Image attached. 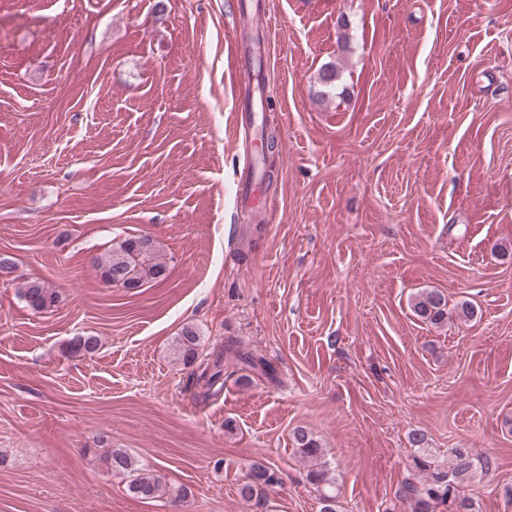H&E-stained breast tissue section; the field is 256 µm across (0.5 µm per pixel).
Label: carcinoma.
<instances>
[{
    "mask_svg": "<svg viewBox=\"0 0 512 512\" xmlns=\"http://www.w3.org/2000/svg\"><path fill=\"white\" fill-rule=\"evenodd\" d=\"M161 246L154 237L148 235L131 236L120 241L116 247L97 259L96 269L106 283L123 288L142 287L150 280L165 275L166 264L160 259ZM21 299L34 311L45 310L57 301L56 292L40 281L25 282L19 288ZM413 312L424 322L438 325L448 320V301L444 293L423 291L413 300ZM93 336H77L69 343L76 354H92L97 348ZM200 334L192 325L182 328L173 345V355L181 364L196 365L190 382L201 389L199 398L217 399L224 392V365H234L240 378L248 379L255 374L272 384H279L274 367L256 353L244 349L232 337L224 344L200 358ZM292 448L299 458L317 461L323 454L312 433L297 428L292 434ZM108 468L115 475L129 479L131 492L141 499H154L164 496L168 489L161 478L143 468L138 461L121 449H114L107 456ZM413 464L421 475L417 480H407L396 492V497L410 512H473V502L464 493L477 475L471 452L467 448L448 449V461L436 462L435 455L418 454ZM308 481L316 486L321 504L320 512H336L338 497L336 479L329 476L323 467H312L307 473ZM280 484L277 471L268 465L255 462L249 466L246 480L239 487L241 498L250 502L265 498L269 491Z\"/></svg>",
    "mask_w": 512,
    "mask_h": 512,
    "instance_id": "cac0c4a2",
    "label": "carcinoma"
}]
</instances>
